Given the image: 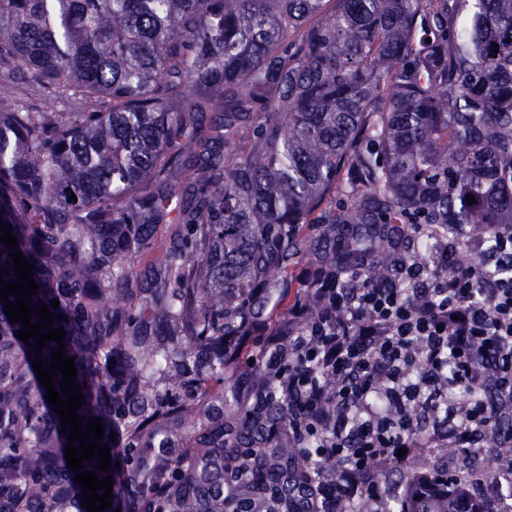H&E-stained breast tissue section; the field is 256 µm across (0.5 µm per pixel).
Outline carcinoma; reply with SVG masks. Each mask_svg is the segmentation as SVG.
Returning a JSON list of instances; mask_svg holds the SVG:
<instances>
[{
  "label": "carcinoma",
  "instance_id": "carcinoma-1",
  "mask_svg": "<svg viewBox=\"0 0 512 512\" xmlns=\"http://www.w3.org/2000/svg\"><path fill=\"white\" fill-rule=\"evenodd\" d=\"M23 84L85 110L60 121ZM333 190L330 272L354 288L397 273L380 226L477 224L493 248L512 224V0H0V220L35 266L29 307L59 300L76 414L102 419L110 470H84L112 477L105 512H305L299 489L336 472L269 438L294 413L282 379L224 422V341ZM15 250L0 241L6 282ZM21 329L0 302V512H87L33 369L59 345ZM407 512L493 510L422 488Z\"/></svg>",
  "mask_w": 512,
  "mask_h": 512
}]
</instances>
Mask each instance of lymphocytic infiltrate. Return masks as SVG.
<instances>
[{"label":"lymphocytic infiltrate","mask_w":512,"mask_h":512,"mask_svg":"<svg viewBox=\"0 0 512 512\" xmlns=\"http://www.w3.org/2000/svg\"><path fill=\"white\" fill-rule=\"evenodd\" d=\"M433 241L430 265L407 259L385 287L353 288L313 280L316 304L298 299L288 322L270 332L268 372L286 377L296 415L282 434L289 447L310 438L335 456L336 475L310 491L308 512L332 501L363 499L385 512L370 474L432 448L473 442L512 417V225L497 227L491 261L479 271L448 267L451 241L429 224L408 225ZM335 373V399L320 371Z\"/></svg>","instance_id":"f902f5d3"}]
</instances>
